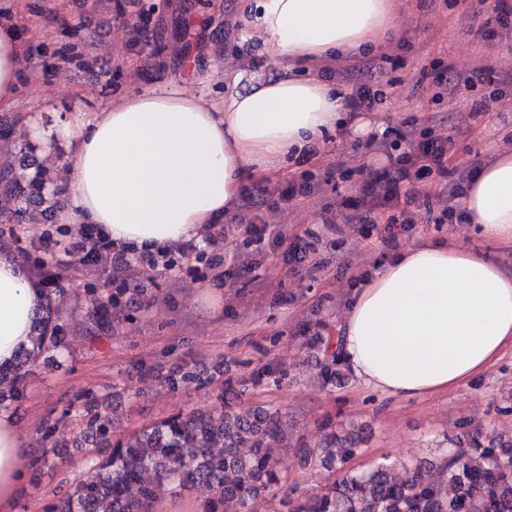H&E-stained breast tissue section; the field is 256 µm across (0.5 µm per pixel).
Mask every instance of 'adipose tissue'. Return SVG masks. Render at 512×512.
I'll return each instance as SVG.
<instances>
[{"label":"adipose tissue","mask_w":512,"mask_h":512,"mask_svg":"<svg viewBox=\"0 0 512 512\" xmlns=\"http://www.w3.org/2000/svg\"><path fill=\"white\" fill-rule=\"evenodd\" d=\"M257 21L277 54L318 57L359 48L389 21L386 0H259ZM22 53L0 21V112L16 99ZM342 102L317 78H282L228 98L215 112L166 83L59 127L77 143L58 221L91 224L118 245L163 250L223 220L246 167L281 161L339 119ZM467 210L486 239L512 242V155L479 171ZM42 292L0 254V365L30 347ZM364 385L417 398L455 388L512 349V276L455 243L404 249L356 289L338 339ZM24 441L0 413V512L23 476Z\"/></svg>","instance_id":"ef3b65f1"}]
</instances>
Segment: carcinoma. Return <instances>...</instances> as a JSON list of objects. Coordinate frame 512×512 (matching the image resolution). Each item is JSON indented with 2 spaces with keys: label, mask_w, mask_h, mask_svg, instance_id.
<instances>
[{
  "label": "carcinoma",
  "mask_w": 512,
  "mask_h": 512,
  "mask_svg": "<svg viewBox=\"0 0 512 512\" xmlns=\"http://www.w3.org/2000/svg\"><path fill=\"white\" fill-rule=\"evenodd\" d=\"M124 25L130 48L154 43L150 12ZM63 36L66 41L51 53L43 43H28L25 49L38 59L50 53L86 65L84 49L91 45L90 36L74 42L77 32L67 27ZM22 119L0 115V154L16 147L11 136ZM52 185L49 170L37 163L30 171L25 164L16 168L0 161V236L17 243L21 225L56 223L57 190ZM99 262V252L89 243L72 270L97 277ZM29 273L49 283L58 279L40 256L29 265ZM137 292L135 283L125 277L115 290L90 289L89 332L113 331L112 308L121 296ZM53 295L54 289H48L35 321L32 347L11 366H0V385L10 387L8 399L0 397V412L25 398L27 376L63 348L67 324ZM79 418V434L91 443L86 453L92 457V473L64 498L47 505L45 512H152L164 495L184 491L199 493L202 512H225L228 503L239 512H257L265 494L281 481L280 454L288 448V437L277 412L262 409L243 416L233 412L221 395L208 410L178 412L127 434H112L105 412L88 408ZM303 452L339 473V478L313 495L284 500L286 512H512V445L450 448L437 474L419 465L405 480L398 474V464L388 459L368 471L351 468L358 448L349 434L333 435L330 443Z\"/></svg>",
  "instance_id": "1"
}]
</instances>
